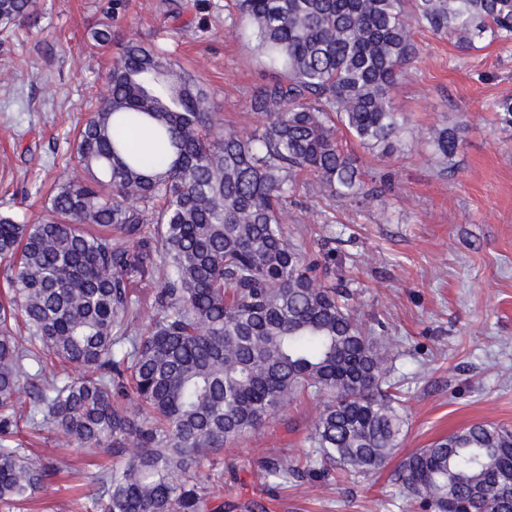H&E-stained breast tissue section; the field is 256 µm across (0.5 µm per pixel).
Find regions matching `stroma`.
<instances>
[{
    "instance_id": "35a3bbf8",
    "label": "stroma",
    "mask_w": 512,
    "mask_h": 512,
    "mask_svg": "<svg viewBox=\"0 0 512 512\" xmlns=\"http://www.w3.org/2000/svg\"><path fill=\"white\" fill-rule=\"evenodd\" d=\"M224 4L40 0L22 36L0 37V211L30 222L45 216V191L69 140L107 91L116 51L90 41L106 21L123 39L165 45L211 93L225 127L252 134L259 124L252 94L281 74L244 24H231ZM414 40L418 56L392 91L407 120L401 152L380 159L348 143L369 186L386 175L391 190L354 203L306 188L283 216L306 247L327 237L338 242L335 273L407 397L399 451L351 483L264 481L256 474L260 458L305 460L318 402H294L219 456L224 512H419L395 478L404 454L476 422L512 427V129L503 130L495 111L512 97V49L462 51L423 25ZM457 122L462 148L450 160L434 159V129ZM32 441L45 461L69 457L72 470L49 480L20 512H73L89 474L113 463L98 449L75 453L49 431Z\"/></svg>"
}]
</instances>
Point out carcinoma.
<instances>
[{"mask_svg":"<svg viewBox=\"0 0 512 512\" xmlns=\"http://www.w3.org/2000/svg\"><path fill=\"white\" fill-rule=\"evenodd\" d=\"M282 79L258 89L249 137L224 129L211 94L169 52L128 40L107 94L32 224L0 212V505L55 471L14 439L48 430L125 459L91 476L81 512H222L205 462L302 394L321 399L300 468L258 462L282 483H349L392 458L405 397L329 260L282 215L312 178L374 195L343 136L382 157L404 119L391 91L417 55L412 23L457 47L512 46V0H233ZM38 0H0L16 34ZM166 147L149 172L129 132ZM462 126L441 129L453 157ZM155 310L146 329L143 307ZM424 512H512V428L473 423L408 454L396 473Z\"/></svg>","mask_w":512,"mask_h":512,"instance_id":"1","label":"carcinoma"}]
</instances>
